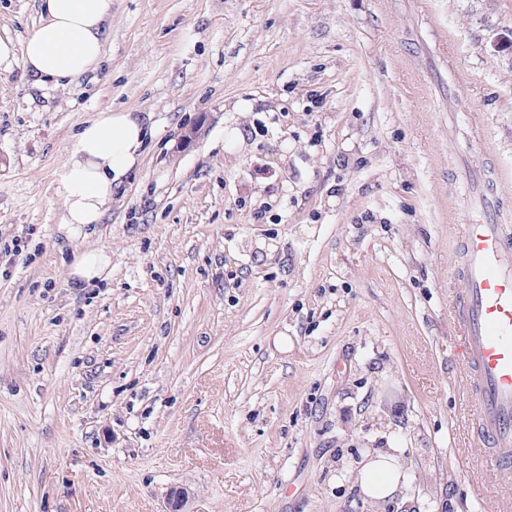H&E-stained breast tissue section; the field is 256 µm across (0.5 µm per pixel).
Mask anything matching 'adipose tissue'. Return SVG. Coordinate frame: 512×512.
<instances>
[{
	"mask_svg": "<svg viewBox=\"0 0 512 512\" xmlns=\"http://www.w3.org/2000/svg\"><path fill=\"white\" fill-rule=\"evenodd\" d=\"M111 16L112 0H40L38 26L21 51L0 40V61L20 54L27 73L44 83L68 86L97 70ZM152 134L141 116L123 110L98 113L79 129L58 179L61 227L69 237L103 221L114 188L140 160ZM404 479L397 455L384 452L368 457L359 488L366 498L379 502L397 494Z\"/></svg>",
	"mask_w": 512,
	"mask_h": 512,
	"instance_id": "ef3b65f1",
	"label": "adipose tissue"
}]
</instances>
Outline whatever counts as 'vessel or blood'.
I'll use <instances>...</instances> for the list:
<instances>
[{"label": "vessel or blood", "instance_id": "vessel-or-blood-1", "mask_svg": "<svg viewBox=\"0 0 512 512\" xmlns=\"http://www.w3.org/2000/svg\"><path fill=\"white\" fill-rule=\"evenodd\" d=\"M485 215L464 225L457 269L464 289L451 300L458 350L471 401L466 418L498 485L512 483V228L499 218L493 193Z\"/></svg>", "mask_w": 512, "mask_h": 512}]
</instances>
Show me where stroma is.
<instances>
[{
    "instance_id": "35a3bbf8",
    "label": "stroma",
    "mask_w": 512,
    "mask_h": 512,
    "mask_svg": "<svg viewBox=\"0 0 512 512\" xmlns=\"http://www.w3.org/2000/svg\"><path fill=\"white\" fill-rule=\"evenodd\" d=\"M39 20L0 0L14 47ZM116 109L155 135L67 238L60 168ZM488 180L512 220V0H112L93 75L1 61L0 239L27 245L0 277V512H502L448 312ZM95 249L106 277L70 287ZM392 447L375 503L361 462ZM392 452L368 456L364 464L359 488L362 494L372 502H379L393 497L399 492L405 475L398 463L396 448Z\"/></svg>"
}]
</instances>
